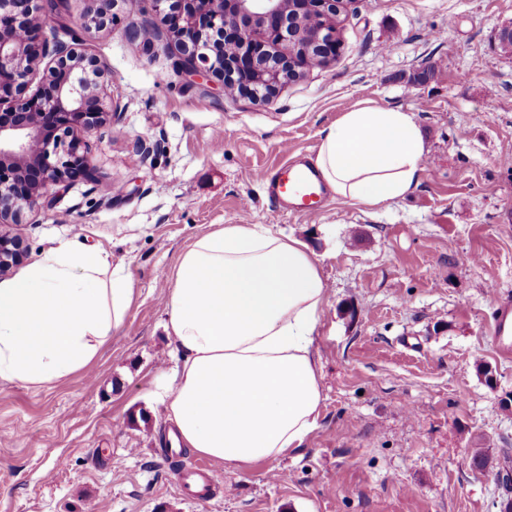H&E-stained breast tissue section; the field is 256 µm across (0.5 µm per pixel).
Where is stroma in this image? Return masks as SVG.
Wrapping results in <instances>:
<instances>
[{"label":"stroma","mask_w":512,"mask_h":512,"mask_svg":"<svg viewBox=\"0 0 512 512\" xmlns=\"http://www.w3.org/2000/svg\"><path fill=\"white\" fill-rule=\"evenodd\" d=\"M85 34L121 114L82 136L86 173L48 186L56 206L7 225L21 265L60 242L110 253L134 295L89 370L33 387L0 379V512H500L512 499L471 451L512 448V360L492 336L512 295V0H357L341 49L303 66L272 102L187 79L177 50L130 37L143 0ZM411 112L426 144L419 184L379 209L332 198L311 220L257 181L354 105ZM154 146L144 156L135 145ZM227 224L294 235L329 286L314 334L323 402L302 448L212 473L197 500L170 451L160 401L176 345L165 299L177 258Z\"/></svg>","instance_id":"1"}]
</instances>
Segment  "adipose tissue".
I'll list each match as a JSON object with an SVG mask.
<instances>
[{"label": "adipose tissue", "mask_w": 512, "mask_h": 512, "mask_svg": "<svg viewBox=\"0 0 512 512\" xmlns=\"http://www.w3.org/2000/svg\"><path fill=\"white\" fill-rule=\"evenodd\" d=\"M412 113L361 107L320 133L314 167L336 197L380 208L419 183ZM327 286L309 246L227 224L180 255L165 330L181 354L163 403L184 445L225 468L298 450L319 423L313 349ZM133 288L109 253L62 242L0 281V379L45 385L88 367Z\"/></svg>", "instance_id": "1"}]
</instances>
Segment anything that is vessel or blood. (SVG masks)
Masks as SVG:
<instances>
[{
	"mask_svg": "<svg viewBox=\"0 0 512 512\" xmlns=\"http://www.w3.org/2000/svg\"><path fill=\"white\" fill-rule=\"evenodd\" d=\"M260 182L269 184L272 197L285 211L306 218H317L325 209L326 186L312 165L289 159L271 171L258 173ZM493 337L500 355L512 359V297L496 296ZM206 463L199 462L182 475L185 488L196 496H206L210 476Z\"/></svg>",
	"mask_w": 512,
	"mask_h": 512,
	"instance_id": "obj_1",
	"label": "vessel or blood"
}]
</instances>
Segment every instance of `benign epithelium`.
<instances>
[{
    "label": "benign epithelium",
    "instance_id": "7a95c632",
    "mask_svg": "<svg viewBox=\"0 0 512 512\" xmlns=\"http://www.w3.org/2000/svg\"><path fill=\"white\" fill-rule=\"evenodd\" d=\"M70 0H0V224H20L28 211L48 210V185L67 186L85 170L77 133L112 123L117 108L102 94L104 72L83 39L50 37L67 26ZM75 24L83 32L117 21L119 0H95ZM154 36L180 49L188 76L213 75L233 96L253 86L268 101L296 76L295 60L336 57L344 7L358 0H151ZM52 63L47 88L22 98L29 77ZM21 244L0 232V276L18 261Z\"/></svg>",
    "mask_w": 512,
    "mask_h": 512
}]
</instances>
